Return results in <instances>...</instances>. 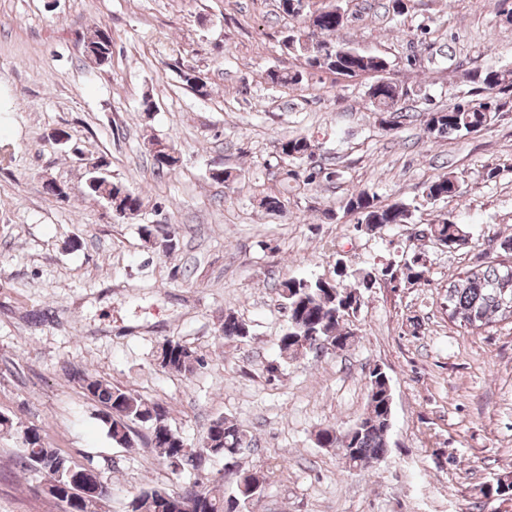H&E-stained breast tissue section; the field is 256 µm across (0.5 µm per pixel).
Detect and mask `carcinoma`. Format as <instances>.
I'll return each instance as SVG.
<instances>
[{
    "label": "carcinoma",
    "mask_w": 512,
    "mask_h": 512,
    "mask_svg": "<svg viewBox=\"0 0 512 512\" xmlns=\"http://www.w3.org/2000/svg\"><path fill=\"white\" fill-rule=\"evenodd\" d=\"M281 12L291 18L305 17L307 29H297L288 34V51L304 59L311 70L328 71L341 76L355 70L374 73L388 64L382 56H357V49L332 39H319L316 33H334L343 26L340 5H327L306 13L286 6L287 0H278ZM85 40L98 47L99 54L106 60L112 58V37L108 31L95 29ZM270 83L279 86L298 85L303 80L300 72L271 70L267 74ZM473 85L471 94L446 108L433 110L426 115L423 132L427 139L461 138L481 131L497 120L500 114L512 111V69L486 67L475 69L468 74ZM280 152L288 161L301 160L311 155L310 141L295 136L279 142ZM98 184L112 186L113 200L120 201L114 213L128 218L139 211L142 198L125 183L112 179L103 172L93 173ZM458 181L455 176L444 174L427 183L423 198L427 203L443 201L456 195ZM348 212L359 215L357 226L373 231L389 224L412 223L413 211L410 205L397 200L384 204L376 195L365 190L351 194L345 203ZM440 239L454 249L464 245L470 232L465 224L451 218L434 223ZM144 234L152 245L163 254H169L175 247L174 238L168 232H160L149 226L143 227ZM336 278L290 277L280 283V297L288 310V325L277 339L280 355L285 359L294 358L307 351L306 342L311 334L330 341L339 350L346 349L350 334L341 331L345 321L361 308L356 297L359 287L373 286L382 278L401 281L409 285L427 281V267L412 255L404 263H390L381 269L364 271L359 285L354 286L355 275L346 267H338ZM448 317L459 325L472 330H481L500 321L512 322V265L489 263L478 265L458 274L448 285ZM248 326L232 315L224 318L222 327L224 339L235 340L249 336ZM166 350L162 367L180 373H191L198 358L187 346L174 341L163 345ZM368 384L367 413L356 421L346 444H336V428L319 430L316 440L326 448H338L340 456L352 469L368 470L379 464L387 455L388 435L386 417L382 408L386 391L376 372H371ZM78 380L85 395L102 407L99 419L107 429L113 444L130 446L135 435L134 426L145 428L149 433L148 443L158 449L169 462L181 461L186 456L185 440L168 425V411L165 406L117 385L91 378L84 373ZM203 438L213 442L207 449L210 456L226 461L238 457L241 450L251 445V440L235 421L223 417L214 421ZM25 459L35 470L41 472L49 486H58L63 496L55 497L61 504H68L73 512H99L104 497L82 495L81 483H96L101 475L94 467H85L74 462L69 456L51 447L39 430L30 429V436L23 438ZM266 475L260 469H242L235 479L231 492L216 496L206 486L193 482L178 491L164 487H147L136 494L128 503L127 512H184V508L202 501L200 512H247L249 505L265 491Z\"/></svg>",
    "instance_id": "carcinoma-1"
}]
</instances>
